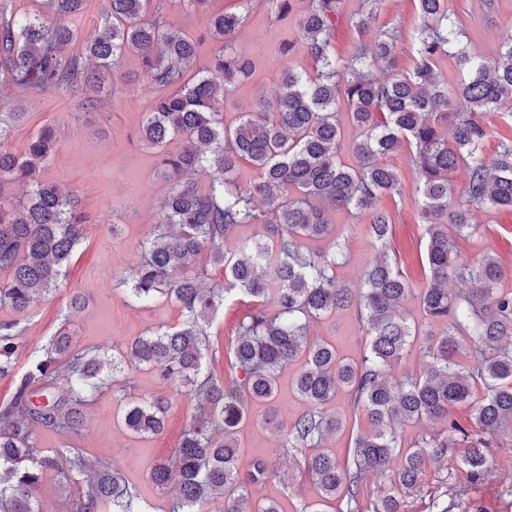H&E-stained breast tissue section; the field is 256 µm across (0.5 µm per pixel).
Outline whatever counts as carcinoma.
Returning <instances> with one entry per match:
<instances>
[{
	"mask_svg": "<svg viewBox=\"0 0 512 512\" xmlns=\"http://www.w3.org/2000/svg\"><path fill=\"white\" fill-rule=\"evenodd\" d=\"M104 23L82 55H67L75 37L71 19L82 0H43V10L18 20L0 18V84L33 92L98 90L85 61L108 71L126 55L138 57V77L149 90L143 145L156 152L169 182L159 224L143 245L142 259L119 280L132 307L160 297L176 301L183 319L134 337L112 355L82 346L62 326L17 370L25 352L17 322L0 321V378H10V398L0 404V512H42L39 490L48 475L71 501V512H147L148 504L121 472L99 466L80 448H37L40 431L75 434L99 394L111 390L124 403L121 421L135 437L163 432L172 401L127 400L117 379L124 366L146 367L162 378H179L194 401V414L169 456L149 471L153 487L178 494L168 512H285L270 497L256 498L278 481L291 485L272 455L259 453L240 467V437L255 406L266 408L265 424L279 451L299 454V473L314 484L316 500L294 512H403L405 499L421 491L429 466L453 460L466 481L441 480L448 501L435 512H471L468 484L480 480L492 448L512 443V289L503 285L497 260L485 255L464 262L459 237L478 231L473 214L512 209V139L483 151L493 130L485 115L512 118V33L495 57L472 52L448 12L447 0H418L421 24L412 41L417 62L410 72L396 65L398 31L372 32L379 0L355 22L361 36L350 53H336L332 38L340 0H309L295 18L296 37L283 53L300 46L310 72L284 67L274 107L264 100L250 112L224 120L235 88L252 77L249 58L233 38L249 19L252 0L239 11L211 9V0H186L212 39L207 67L194 70L197 43L166 21L163 0H105ZM455 59L462 77L453 92L438 76V62ZM384 74L379 78L376 72ZM459 111H448L449 98ZM348 117L358 134L346 141L338 120ZM181 140L170 152L167 144ZM57 144L42 128L22 154L0 149V184L26 187L23 198L0 193V307L24 313L57 290L63 269L83 238L86 216L77 199L42 179L40 171ZM408 150L425 225L427 285L416 289L389 255L393 218L380 199L401 193L400 178L379 158ZM350 154L352 163L341 160ZM247 160L259 169L244 186L237 171ZM468 174L465 199L453 203L451 174ZM204 179L199 186L197 178ZM367 218L365 234L379 256L362 269L361 287L336 276L340 254L331 211ZM254 224L260 234L226 246L235 229ZM224 267V281L202 285V255ZM252 306L227 350L225 376L207 360L220 352L211 338L216 315L229 302ZM418 302L421 321L406 303ZM338 311L354 312L368 348L361 362L340 357L333 344L310 336L309 323ZM442 324L436 334L431 328ZM475 346L471 364L455 357L463 341ZM419 369L394 375L413 343ZM299 370L293 390L307 409L292 423L274 408L278 378L288 365ZM347 396V414L328 407ZM471 407L468 426L453 418ZM367 416L371 432H349L344 456L325 448L345 430L347 415ZM428 420L436 427L406 442L401 423ZM384 485L367 487L369 475Z\"/></svg>",
	"mask_w": 512,
	"mask_h": 512,
	"instance_id": "cac0c4a2",
	"label": "carcinoma"
}]
</instances>
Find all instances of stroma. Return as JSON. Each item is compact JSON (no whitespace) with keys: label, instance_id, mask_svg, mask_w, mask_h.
<instances>
[{"label":"stroma","instance_id":"obj_1","mask_svg":"<svg viewBox=\"0 0 512 512\" xmlns=\"http://www.w3.org/2000/svg\"><path fill=\"white\" fill-rule=\"evenodd\" d=\"M448 9L480 53H499L502 34L512 30V0H448ZM165 12L170 24L197 41V65L206 67L212 46L199 17L184 0H165ZM416 23L417 0H381L374 26L400 31L397 60L404 71L413 66L410 36ZM290 33L289 23L276 20L266 0H255L249 23L234 39L236 50L252 61L254 74L229 98L226 120L254 109L258 96L273 99L284 66L311 70L312 63L302 50L281 58L280 43ZM138 71L137 58L124 57L115 71L102 74L97 100L87 107L81 106L76 94H30L0 88V121L12 126L10 138L0 146L23 153L31 136L43 126H53L58 143L41 176L74 195L88 218L84 238L67 264L59 289L23 314L0 309V320L18 318L27 354L39 353L68 317L75 323L80 344L108 347L123 346L157 325L173 326L182 319L180 306L170 299H159L145 309L128 307L117 286L121 274L138 260L140 246L156 224L169 188L157 170L155 152L144 148L137 138L149 100ZM389 163L404 187L401 196L381 201L393 217L392 250L412 285L421 288L427 282L424 226L410 156L402 152L390 157ZM476 220L479 232L460 240L461 256L477 260L492 255L504 271L505 284L512 286V209L480 212ZM329 221L336 226L343 252L336 274L350 287H359L360 270L377 249L348 214L330 213ZM75 292L87 298L85 308L77 313L68 308ZM310 332L333 343L346 359L360 360L367 347L359 323L349 311L318 319ZM133 380V388L127 391L129 399L144 395L172 399L162 434L140 440L131 437L117 418L118 402L107 393L94 403L86 426L78 433L64 438L43 433L38 446L44 451L66 444L83 449L92 459L121 469L153 512H168L170 496L153 489L149 469L154 460L169 455L177 445L193 413V403L179 394L178 383L160 380L152 371H135ZM277 466L292 476V484L287 489L270 484L265 496L281 499L289 507L313 500L315 487L299 478L295 457L278 456ZM510 483L512 447L492 449L488 471L470 493L476 512H512V497L504 492Z\"/></svg>","mask_w":512,"mask_h":512}]
</instances>
